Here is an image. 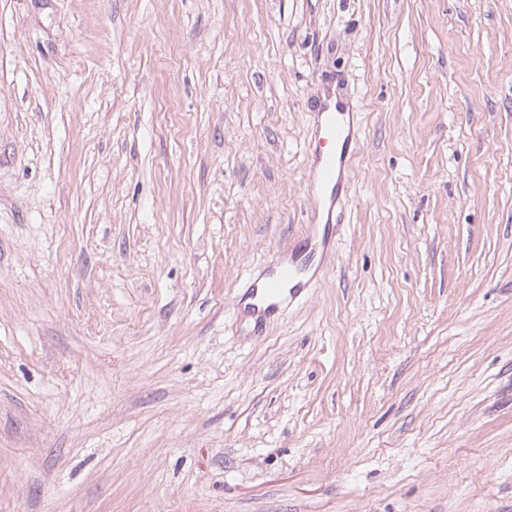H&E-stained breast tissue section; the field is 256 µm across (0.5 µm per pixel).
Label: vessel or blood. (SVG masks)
Wrapping results in <instances>:
<instances>
[{
	"label": "vessel or blood",
	"instance_id": "b4317fda",
	"mask_svg": "<svg viewBox=\"0 0 512 512\" xmlns=\"http://www.w3.org/2000/svg\"><path fill=\"white\" fill-rule=\"evenodd\" d=\"M358 136L349 104L338 100L335 92L325 91L314 114L307 144V153L312 158L309 189L315 195L312 223H336V205L347 194L351 146ZM328 246L327 239L309 236L307 253H290L272 267L265 280L247 279L248 312L260 318L270 317L289 299L297 297L311 279L313 253Z\"/></svg>",
	"mask_w": 512,
	"mask_h": 512
}]
</instances>
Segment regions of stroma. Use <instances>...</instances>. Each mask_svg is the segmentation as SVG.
I'll list each match as a JSON object with an SVG mask.
<instances>
[{
  "label": "stroma",
  "instance_id": "35a3bbf8",
  "mask_svg": "<svg viewBox=\"0 0 512 512\" xmlns=\"http://www.w3.org/2000/svg\"><path fill=\"white\" fill-rule=\"evenodd\" d=\"M0 512H512V0H0ZM353 114L348 103L336 99L334 90L324 92L314 113L307 153L312 158L308 183L315 193V210L308 224H335L342 219V211L336 215V205L346 197L351 146L359 136ZM307 236V254L295 253L285 245L281 254L286 259L272 267L263 282L251 277L247 279L244 286L246 299L251 300L247 307L249 313L260 318L273 316L285 302L297 297L307 287L312 277L310 271L315 252L329 246L327 239H319L314 233L308 232Z\"/></svg>",
  "mask_w": 512,
  "mask_h": 512
}]
</instances>
